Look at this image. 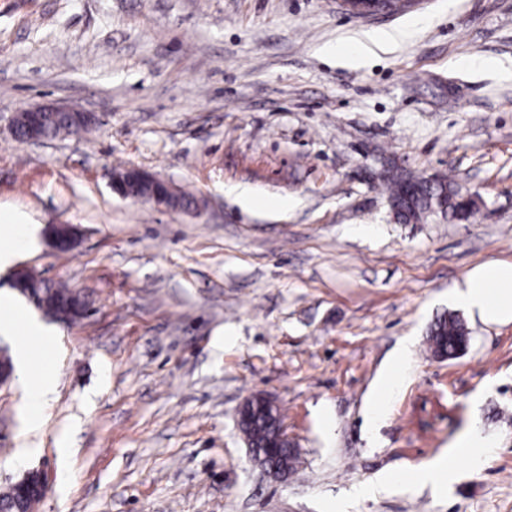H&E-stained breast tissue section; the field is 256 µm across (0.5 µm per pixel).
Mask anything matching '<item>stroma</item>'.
<instances>
[{"instance_id": "obj_1", "label": "stroma", "mask_w": 512, "mask_h": 512, "mask_svg": "<svg viewBox=\"0 0 512 512\" xmlns=\"http://www.w3.org/2000/svg\"><path fill=\"white\" fill-rule=\"evenodd\" d=\"M385 38L354 61L335 52ZM95 114L91 133L21 142L13 115ZM448 176L466 219L393 217L380 177ZM145 169L205 203L119 196ZM259 207L243 210L233 189ZM285 198V212L262 203ZM0 208L73 224L19 262L79 292L31 369L56 391L40 425L18 375L0 384V493L39 470L35 512H512V322L449 298L512 263V0H419L351 15L341 0H0ZM459 314L469 342L434 358ZM413 337L376 428V378ZM276 399L288 482L249 459L238 410ZM486 445L473 468L450 449ZM448 457L445 491L356 489ZM466 340L464 326L455 316H444L437 319L432 325L428 337L429 347L434 355L438 351L448 350V354L441 353L439 356L441 358L454 355Z\"/></svg>"}]
</instances>
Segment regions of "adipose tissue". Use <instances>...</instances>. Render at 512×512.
<instances>
[{
    "label": "adipose tissue",
    "mask_w": 512,
    "mask_h": 512,
    "mask_svg": "<svg viewBox=\"0 0 512 512\" xmlns=\"http://www.w3.org/2000/svg\"><path fill=\"white\" fill-rule=\"evenodd\" d=\"M40 233V225L24 218L1 217L0 270L12 267L22 251L35 247ZM452 298L458 307L477 316L484 324L512 321V263L489 261L471 270L454 288ZM51 334L50 328L28 315L18 303L0 301V335L15 337L22 365L28 368L30 363V340H45ZM410 353V341H402L374 392L371 423L381 420L386 400L402 385Z\"/></svg>",
    "instance_id": "obj_1"
}]
</instances>
